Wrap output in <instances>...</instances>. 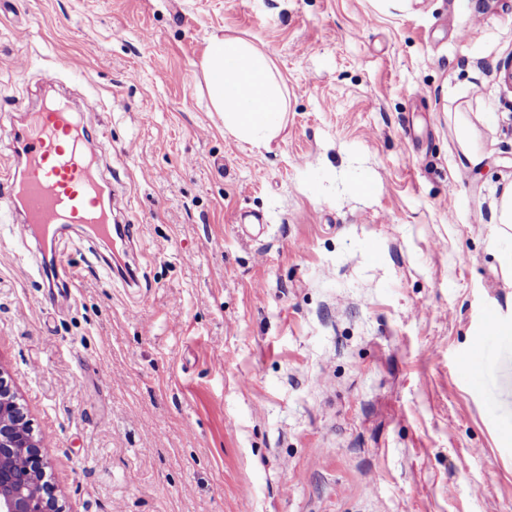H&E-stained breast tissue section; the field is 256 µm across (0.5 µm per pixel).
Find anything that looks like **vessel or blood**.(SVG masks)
<instances>
[{
	"label": "vessel or blood",
	"mask_w": 512,
	"mask_h": 512,
	"mask_svg": "<svg viewBox=\"0 0 512 512\" xmlns=\"http://www.w3.org/2000/svg\"><path fill=\"white\" fill-rule=\"evenodd\" d=\"M16 170L0 190V211L26 228L40 252H55L58 230L80 226L89 239H133L115 222L112 181L87 148L84 113L60 98L25 113L12 132Z\"/></svg>",
	"instance_id": "1"
}]
</instances>
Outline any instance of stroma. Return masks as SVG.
<instances>
[{
    "mask_svg": "<svg viewBox=\"0 0 512 512\" xmlns=\"http://www.w3.org/2000/svg\"><path fill=\"white\" fill-rule=\"evenodd\" d=\"M215 33L284 82L268 146L209 109ZM511 58L512 0H0V174L67 94L137 231L108 274L64 232L53 305L0 218V371L65 512H512Z\"/></svg>",
    "mask_w": 512,
    "mask_h": 512,
    "instance_id": "stroma-1",
    "label": "stroma"
}]
</instances>
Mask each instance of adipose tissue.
Wrapping results in <instances>:
<instances>
[{
    "mask_svg": "<svg viewBox=\"0 0 512 512\" xmlns=\"http://www.w3.org/2000/svg\"><path fill=\"white\" fill-rule=\"evenodd\" d=\"M207 93L224 129L265 146L281 127L286 102L267 55L242 39L213 35L201 62Z\"/></svg>",
    "mask_w": 512,
    "mask_h": 512,
    "instance_id": "1",
    "label": "adipose tissue"
}]
</instances>
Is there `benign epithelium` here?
Instances as JSON below:
<instances>
[{
    "label": "benign epithelium",
    "instance_id": "obj_1",
    "mask_svg": "<svg viewBox=\"0 0 512 512\" xmlns=\"http://www.w3.org/2000/svg\"><path fill=\"white\" fill-rule=\"evenodd\" d=\"M46 468L28 412L0 371V512H64L43 487Z\"/></svg>",
    "mask_w": 512,
    "mask_h": 512
}]
</instances>
